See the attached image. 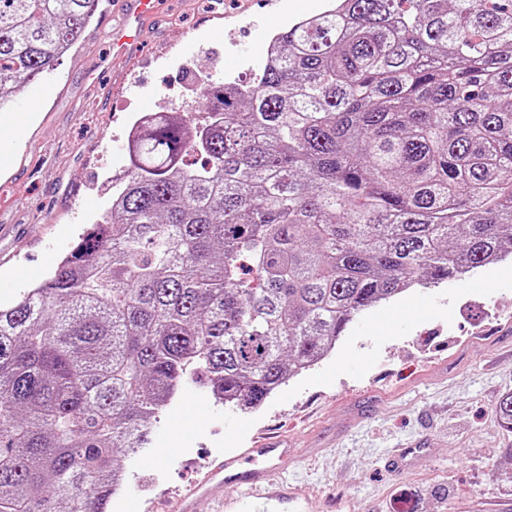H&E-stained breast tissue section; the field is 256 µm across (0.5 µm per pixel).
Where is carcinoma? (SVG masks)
<instances>
[{
    "label": "carcinoma",
    "instance_id": "1",
    "mask_svg": "<svg viewBox=\"0 0 512 512\" xmlns=\"http://www.w3.org/2000/svg\"><path fill=\"white\" fill-rule=\"evenodd\" d=\"M99 3L0 0V105ZM276 39L205 120L144 126L96 231L0 304V512H109L184 377L256 409L362 311L508 256L512 0H337Z\"/></svg>",
    "mask_w": 512,
    "mask_h": 512
}]
</instances>
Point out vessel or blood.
Segmentation results:
<instances>
[{
	"mask_svg": "<svg viewBox=\"0 0 512 512\" xmlns=\"http://www.w3.org/2000/svg\"><path fill=\"white\" fill-rule=\"evenodd\" d=\"M293 456V449L281 441L263 438L213 465L204 478L192 481L173 512H196L198 502L209 497L212 487L224 483L234 485L237 493L222 499L217 512H284L285 506L301 496L298 489L280 480Z\"/></svg>",
	"mask_w": 512,
	"mask_h": 512,
	"instance_id": "obj_1",
	"label": "vessel or blood"
}]
</instances>
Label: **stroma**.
Instances as JSON below:
<instances>
[{
  "label": "stroma",
  "instance_id": "1",
  "mask_svg": "<svg viewBox=\"0 0 512 512\" xmlns=\"http://www.w3.org/2000/svg\"><path fill=\"white\" fill-rule=\"evenodd\" d=\"M139 42L119 52L113 30L126 0H101L78 43L11 106L0 131V303L43 281L108 206L103 184L129 167L125 136L139 113L166 105L203 119L190 73L215 80L257 72L270 36L322 11L328 0H157ZM241 10L232 27L228 12ZM424 303L411 321L392 311ZM512 392V257L411 289L364 311L335 350L252 411L214 402L184 380L152 423L153 446L171 458L147 467L121 455L130 491L110 512H170L190 480L238 454L253 435H286L298 458L285 474L306 496L304 512H456L472 503L512 512V432L493 407ZM425 444L414 467L389 466L393 449Z\"/></svg>",
  "mask_w": 512,
  "mask_h": 512
}]
</instances>
